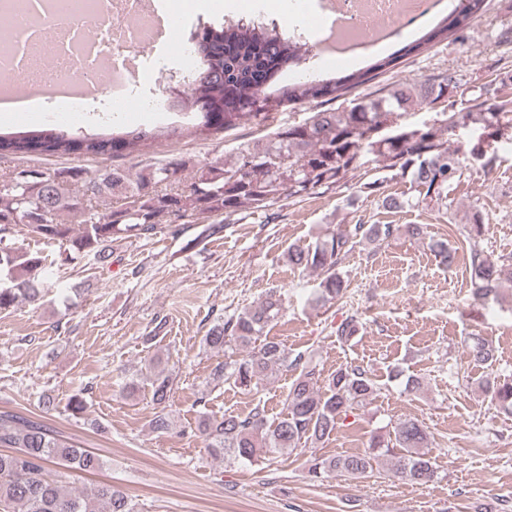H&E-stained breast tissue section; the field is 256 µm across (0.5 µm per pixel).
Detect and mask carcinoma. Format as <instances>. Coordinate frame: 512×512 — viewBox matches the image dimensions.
I'll return each instance as SVG.
<instances>
[{
	"mask_svg": "<svg viewBox=\"0 0 512 512\" xmlns=\"http://www.w3.org/2000/svg\"><path fill=\"white\" fill-rule=\"evenodd\" d=\"M485 0H458L455 7L421 39L408 43L364 72L336 78L315 77L273 88L280 74L294 70L309 57L301 37H290L277 26L253 22L210 24L191 37L200 67L188 80L177 103L195 111L193 128L199 134L227 133L250 123L274 120L283 108L321 98L334 101L354 87L376 78L400 58L428 44L460 40L459 32L483 11ZM440 107L431 124L415 126L406 116L416 108ZM512 137V92L466 94L448 75L439 73L425 81L387 85L374 98L352 99L341 109H320L303 120L278 123L261 139L238 148L226 160L201 163L183 182L187 162L181 158L149 166L132 174L119 165L93 176L83 169L43 170L19 165L0 176V313L23 302L43 298L53 268L72 263L85 254L103 264L112 256L117 239H147L170 221L193 224L199 216L222 217L242 210L265 211L284 197L304 198L340 187L355 175L367 158L381 170L411 173V196L406 203L437 206L448 211L449 194L463 171L477 165L487 171L496 161V144ZM157 133L136 128L110 135L74 137L56 127L0 135V155L130 156L152 146ZM399 198L386 195L382 205L399 207ZM35 238L64 246L63 254L48 258L14 246L17 229ZM417 240L425 227L411 224H336L313 245L295 244L288 262L318 273L320 282L311 298L323 307L342 297L346 281L339 272L342 259L355 247L378 244L400 233ZM483 224H467L463 236L469 245L474 295L487 299L512 283V258L493 260L485 254ZM440 264L451 267L456 251L448 242H431ZM282 303L269 292L255 307L226 317L209 328L204 342L216 350L235 348L245 355L217 365L210 380L243 392H257L283 368L297 371L281 416L270 423L264 410L248 415H203L196 426L210 454L228 464H253L273 455L293 454L327 441L348 417L371 406L380 390L370 369L345 364L322 376L301 353L291 355L286 346L264 336L278 318ZM361 323L346 316L334 330L336 341L347 344ZM470 356L490 365L495 350L473 336ZM145 382L152 401L161 407L151 420L156 432L171 429L162 411L170 398L172 378L163 370L146 368L129 383L135 391ZM483 392L497 411L512 417V380L486 377ZM429 433L416 418L399 419L373 433L359 453L312 455L307 475L322 482L337 474L361 478L373 465L387 461L392 472L416 485L438 478L435 461L423 451ZM0 512H134L127 496L111 485L94 493L68 492L64 482L70 471L94 472L102 459L94 452L61 439L47 423L17 413L0 412Z\"/></svg>",
	"mask_w": 512,
	"mask_h": 512,
	"instance_id": "obj_1",
	"label": "carcinoma"
}]
</instances>
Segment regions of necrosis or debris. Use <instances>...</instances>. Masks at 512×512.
<instances>
[{
    "label": "necrosis or debris",
    "instance_id": "4bbe7bcc",
    "mask_svg": "<svg viewBox=\"0 0 512 512\" xmlns=\"http://www.w3.org/2000/svg\"><path fill=\"white\" fill-rule=\"evenodd\" d=\"M310 17L308 0H289L297 29L335 41L337 59L388 46L448 8V0H329ZM155 0H0V94L33 73L65 85L53 95L60 112H84L109 101L114 112H158L159 95L139 91L135 66L153 40Z\"/></svg>",
    "mask_w": 512,
    "mask_h": 512
}]
</instances>
